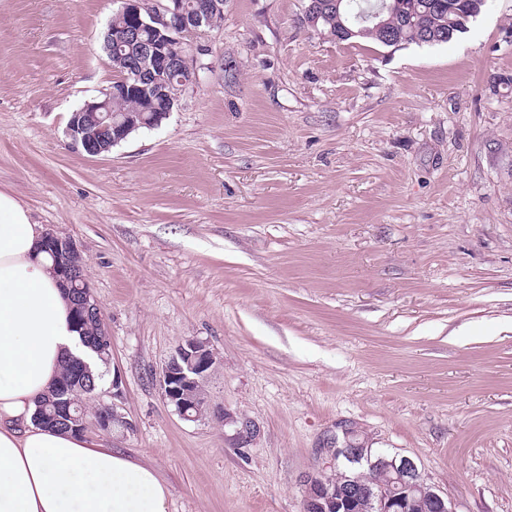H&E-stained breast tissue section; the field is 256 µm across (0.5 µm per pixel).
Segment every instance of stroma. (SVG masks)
Here are the masks:
<instances>
[{"label":"stroma","mask_w":512,"mask_h":512,"mask_svg":"<svg viewBox=\"0 0 512 512\" xmlns=\"http://www.w3.org/2000/svg\"><path fill=\"white\" fill-rule=\"evenodd\" d=\"M117 0H0V189L71 237L170 512H302L340 427L413 458L457 512H512V0L438 45L338 42L304 0H225L161 126L65 135L114 80ZM217 352L208 415L157 377ZM225 410L258 433L245 447ZM218 362L217 353L207 344L186 339L162 367L158 385L182 418L194 421L206 414L204 382Z\"/></svg>","instance_id":"35a3bbf8"}]
</instances>
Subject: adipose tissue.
<instances>
[{"instance_id": "ef3b65f1", "label": "adipose tissue", "mask_w": 512, "mask_h": 512, "mask_svg": "<svg viewBox=\"0 0 512 512\" xmlns=\"http://www.w3.org/2000/svg\"><path fill=\"white\" fill-rule=\"evenodd\" d=\"M43 235L29 209L0 191V512H168L153 467L32 420L77 351L70 303L39 250Z\"/></svg>"}]
</instances>
